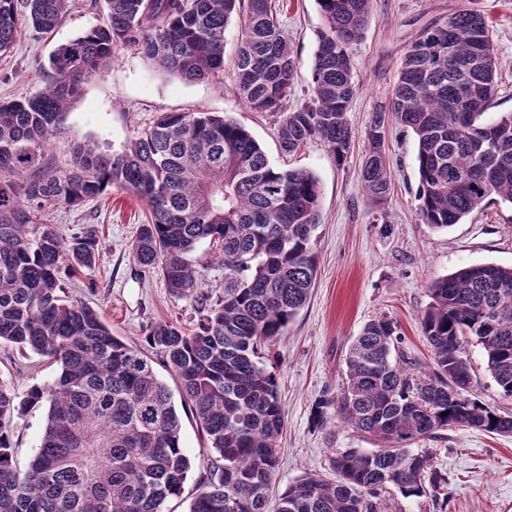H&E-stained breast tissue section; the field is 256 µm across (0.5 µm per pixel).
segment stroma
Returning <instances> with one entry per match:
<instances>
[{
    "instance_id": "stroma-1",
    "label": "stroma",
    "mask_w": 512,
    "mask_h": 512,
    "mask_svg": "<svg viewBox=\"0 0 512 512\" xmlns=\"http://www.w3.org/2000/svg\"><path fill=\"white\" fill-rule=\"evenodd\" d=\"M276 7L298 68L289 101L300 104L312 95L311 72L323 19L316 0H276ZM464 8L484 11L492 26L499 58V94L487 113L493 119L512 112V0H373L371 23L353 54L357 93L347 119L355 138L343 163H336L318 139L294 154H283L278 117L246 107L232 68L186 83L160 71L131 46L117 51L84 83L61 129L50 139V156L56 166L65 168L78 146L94 143L122 150L162 113L225 114L251 132L274 165L307 169L317 176L321 221L316 231V286L265 359L277 374L287 419L274 493L308 474L332 477L330 460L338 451L367 447V440L351 426L340 423L319 429L311 419L318 399L340 396L349 347L365 323L381 316L396 321L404 353L428 366L431 352L420 320L430 302V283L468 265H512L510 204L488 201L461 223L441 231L419 221L417 144L392 115L384 117V147L392 174L389 193L385 199H374L360 182L366 130L392 91L407 46L426 25ZM106 20L103 0H70L53 32H25L13 52L0 58V100L36 93L40 70L50 54ZM146 215L143 202L115 188L78 207H48L44 216L66 237L83 227L95 229L96 264L83 277L68 281L67 292L97 309L114 336L141 349L147 346L151 324L173 321L190 330L199 319L188 301L168 292L159 273L142 271L133 262L131 244ZM463 352L482 402L512 412V399L502 397L482 347L469 338ZM58 372L52 360L0 344V377L11 382L17 394L51 383ZM44 421L41 407L26 409L15 418L18 464H26L35 453ZM415 447L431 452L435 465L447 476L448 503L439 507L430 497L406 499L389 489L382 497L390 507L400 512H512V436L452 427L442 438L424 439Z\"/></svg>"
}]
</instances>
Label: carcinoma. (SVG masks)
<instances>
[{
	"instance_id": "obj_1",
	"label": "carcinoma",
	"mask_w": 512,
	"mask_h": 512,
	"mask_svg": "<svg viewBox=\"0 0 512 512\" xmlns=\"http://www.w3.org/2000/svg\"><path fill=\"white\" fill-rule=\"evenodd\" d=\"M69 0H0V56L22 26L48 33ZM323 18L308 102L288 105L297 67L275 0H105L107 22L59 46L42 87L0 100V343L44 356L57 378L23 399L0 379V512H165L189 471L205 469L189 512H266L280 466L286 420L278 379L261 362L314 288L320 187L307 169L270 163L257 140L226 115L167 112L118 153L78 148L71 167L48 160L50 137L82 85L115 52L133 46L170 75L194 83L224 72V32L242 37L233 73L254 112L279 117L281 150L326 142L347 158L356 83L354 50L372 0H316ZM451 25L423 29L404 54L387 110L417 141L418 220L460 223L496 196L512 204V113L486 122L498 94L497 53L485 15L461 9ZM487 130L493 142L474 137ZM360 173L376 199L390 189L384 126L366 131ZM121 188L143 201L148 223L131 244L135 264L159 269L169 293L200 313L186 330L149 327L146 341L180 384L205 452L193 461L180 415L153 359L112 335L99 312L66 296L65 278L90 268L95 230L67 239L42 222L49 205L78 206ZM207 242L224 266V296L205 291L206 268L190 254ZM421 326L433 365L424 373L399 349L387 317L367 322L346 358L341 395L316 402L312 421L339 419L378 448H347L332 459L335 479L305 476L278 496L277 512H390L381 493L437 497L447 478L427 451L411 448L451 427L512 435V414L483 403L461 356L471 336L503 394L512 398V267L465 266L435 280ZM47 406L43 434L26 467L14 457L13 422Z\"/></svg>"
}]
</instances>
